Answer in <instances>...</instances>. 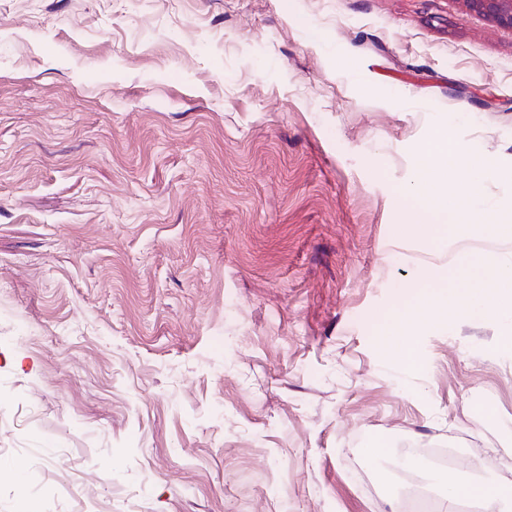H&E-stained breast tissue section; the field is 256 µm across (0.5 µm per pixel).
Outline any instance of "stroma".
I'll return each instance as SVG.
<instances>
[{"mask_svg": "<svg viewBox=\"0 0 512 512\" xmlns=\"http://www.w3.org/2000/svg\"><path fill=\"white\" fill-rule=\"evenodd\" d=\"M440 126L512 204V29L461 0H0V512H403L404 445L512 484V325L382 341L480 245L429 234Z\"/></svg>", "mask_w": 512, "mask_h": 512, "instance_id": "35a3bbf8", "label": "stroma"}]
</instances>
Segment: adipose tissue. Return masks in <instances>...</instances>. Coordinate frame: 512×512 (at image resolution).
Returning a JSON list of instances; mask_svg holds the SVG:
<instances>
[{"label": "adipose tissue", "mask_w": 512, "mask_h": 512, "mask_svg": "<svg viewBox=\"0 0 512 512\" xmlns=\"http://www.w3.org/2000/svg\"><path fill=\"white\" fill-rule=\"evenodd\" d=\"M462 173V182L455 194L443 187L448 179L449 166ZM491 161L474 156L470 149L455 141L447 129H440L429 142L416 174V183L425 188L424 205L435 218L455 213L458 220L468 222L479 197L483 182L493 176ZM480 274L470 280L465 292L446 297L436 296L428 281L417 284L418 301L396 313L384 341L391 346L394 357L406 366L418 363L410 339L417 327L431 326L455 314L469 316L481 310L490 316L503 315L512 320V262L503 263L495 252L475 259ZM475 500L481 512H512V486L460 483L449 481L443 502V512H456L463 499Z\"/></svg>", "instance_id": "1"}]
</instances>
